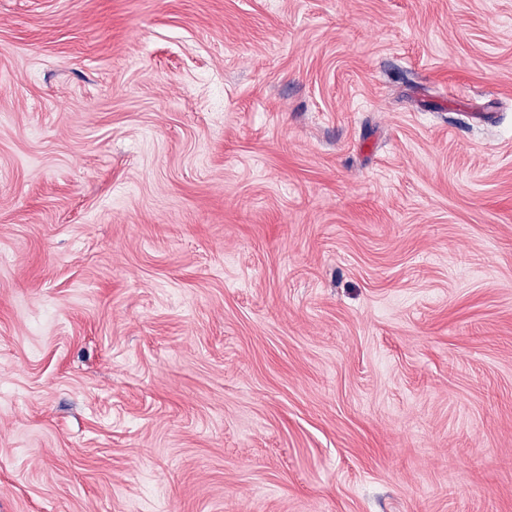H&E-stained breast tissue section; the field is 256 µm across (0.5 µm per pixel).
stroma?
Wrapping results in <instances>:
<instances>
[{"label":"stroma","instance_id":"stroma-1","mask_svg":"<svg viewBox=\"0 0 512 512\" xmlns=\"http://www.w3.org/2000/svg\"><path fill=\"white\" fill-rule=\"evenodd\" d=\"M0 512H512V0H0Z\"/></svg>","mask_w":512,"mask_h":512}]
</instances>
